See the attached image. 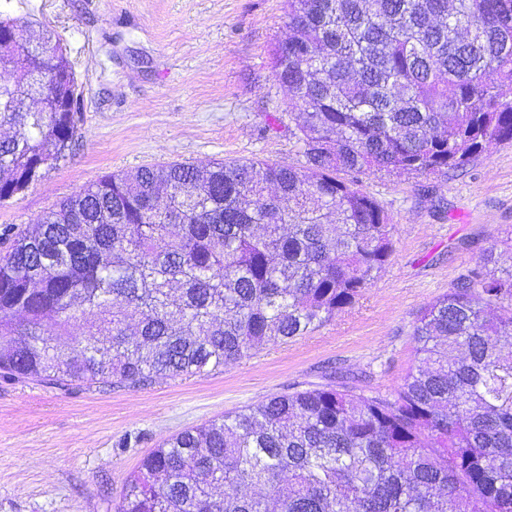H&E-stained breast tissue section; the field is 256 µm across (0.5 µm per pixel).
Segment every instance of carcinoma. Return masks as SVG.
Listing matches in <instances>:
<instances>
[{"instance_id": "1", "label": "carcinoma", "mask_w": 512, "mask_h": 512, "mask_svg": "<svg viewBox=\"0 0 512 512\" xmlns=\"http://www.w3.org/2000/svg\"><path fill=\"white\" fill-rule=\"evenodd\" d=\"M286 2L273 67L300 164L141 167L62 199L0 253L1 378L141 388L306 336L394 250L359 176L455 170L512 139V0ZM35 44L0 83L6 196L66 159L81 121L29 90L73 98L60 45ZM412 336L394 394L331 376L173 435L118 512H512V270H469Z\"/></svg>"}]
</instances>
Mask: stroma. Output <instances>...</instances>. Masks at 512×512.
Returning a JSON list of instances; mask_svg holds the SVG:
<instances>
[{
	"label": "stroma",
	"instance_id": "35a3bbf8",
	"mask_svg": "<svg viewBox=\"0 0 512 512\" xmlns=\"http://www.w3.org/2000/svg\"><path fill=\"white\" fill-rule=\"evenodd\" d=\"M0 17L53 33L82 112L66 160L0 204V252L108 173L172 161L298 162L297 113L272 66L288 34L284 0H0ZM360 187L392 218L393 255L309 335L139 389L0 379V512H116L127 476L163 439L332 372L365 394L392 393L421 309L479 262L496 229L512 226V140L459 170L379 172Z\"/></svg>",
	"mask_w": 512,
	"mask_h": 512
}]
</instances>
